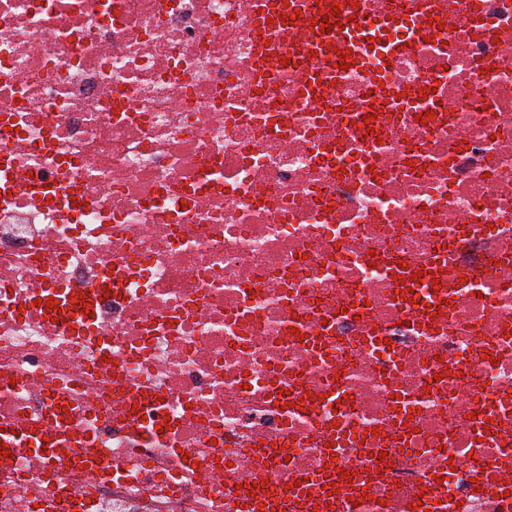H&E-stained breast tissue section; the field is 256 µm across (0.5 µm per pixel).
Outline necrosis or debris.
Returning <instances> with one entry per match:
<instances>
[{
	"label": "necrosis or debris",
	"instance_id": "4bbe7bcc",
	"mask_svg": "<svg viewBox=\"0 0 512 512\" xmlns=\"http://www.w3.org/2000/svg\"><path fill=\"white\" fill-rule=\"evenodd\" d=\"M271 3L0 0V512H512V0Z\"/></svg>",
	"mask_w": 512,
	"mask_h": 512
}]
</instances>
